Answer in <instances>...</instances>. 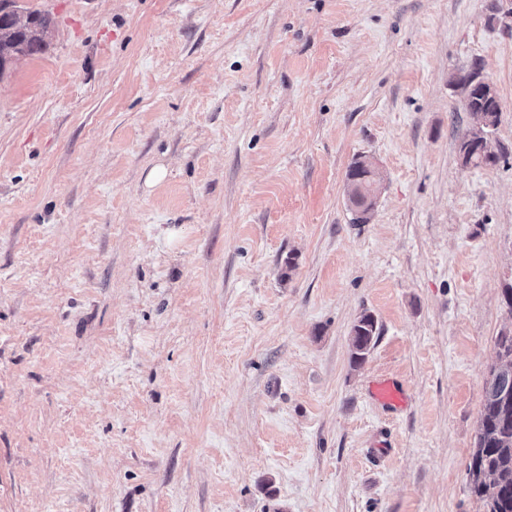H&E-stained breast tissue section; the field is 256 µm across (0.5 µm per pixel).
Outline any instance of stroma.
Returning a JSON list of instances; mask_svg holds the SVG:
<instances>
[{"instance_id": "obj_1", "label": "stroma", "mask_w": 512, "mask_h": 512, "mask_svg": "<svg viewBox=\"0 0 512 512\" xmlns=\"http://www.w3.org/2000/svg\"><path fill=\"white\" fill-rule=\"evenodd\" d=\"M18 6L54 25L0 73V512H484L512 158L462 164L451 78L512 154L496 0ZM480 70L481 68L479 62L475 61L471 65L469 70L461 73L462 80L460 83H464L473 77L479 76ZM474 85L478 89L479 93L482 94L484 97L482 95H478L475 91H472L469 93L467 98H463L462 109L464 112H467L469 116L468 126L471 123L470 120L472 121L475 115L489 114L492 117V121L485 130L488 133L494 134L498 128V125L501 122V109L499 108L500 104L498 105V103L494 101L496 100L499 102L495 89L491 82L488 81L482 75L475 80ZM488 98H493L494 100ZM468 126L466 127V129L468 128ZM482 127V122H473L470 125V128H468L467 130L465 129L466 132L463 133L459 138L458 152L461 155L459 156L462 162L465 163L466 165H494L499 160V157L505 154L503 148H500V154L481 152L472 143V141H469L467 139L469 133V137L472 140L478 142L480 145H483L486 149L493 152L494 150H492L491 139L486 138L487 135L482 131ZM366 158H357L349 166L346 173L347 193L353 192L360 201L375 197L379 173ZM377 322L373 315L363 314L352 327V348L355 361L364 358L365 354L376 344L379 337ZM373 398L385 405L400 407L405 403L403 390L393 382L376 383L371 387Z\"/></svg>"}]
</instances>
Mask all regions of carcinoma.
I'll return each mask as SVG.
<instances>
[{
    "label": "carcinoma",
    "mask_w": 512,
    "mask_h": 512,
    "mask_svg": "<svg viewBox=\"0 0 512 512\" xmlns=\"http://www.w3.org/2000/svg\"><path fill=\"white\" fill-rule=\"evenodd\" d=\"M10 0H0V74L19 56H33L47 46L53 18L40 10L29 11V21L20 25L7 12ZM463 111L469 117L488 114L492 121L486 131L494 133L501 122L498 103L472 91L463 99ZM458 152L466 164L494 165L500 153L481 152L468 140L459 138ZM379 173L360 157L346 173L347 191L359 199L375 197ZM379 337L373 315L364 314L352 327L353 359L358 361L376 344ZM497 364L490 370L485 385L476 448L468 467L474 493L483 501L486 512H512V334L503 333L496 340Z\"/></svg>",
    "instance_id": "1"
}]
</instances>
